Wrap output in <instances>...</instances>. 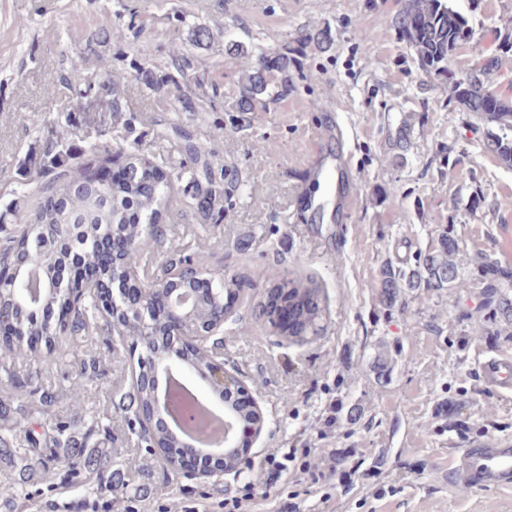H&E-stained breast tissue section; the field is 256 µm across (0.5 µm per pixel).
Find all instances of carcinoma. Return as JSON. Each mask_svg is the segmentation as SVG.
<instances>
[{"mask_svg":"<svg viewBox=\"0 0 512 512\" xmlns=\"http://www.w3.org/2000/svg\"><path fill=\"white\" fill-rule=\"evenodd\" d=\"M393 23L422 70L438 76L448 73V62L471 36L468 20L453 7L452 0H403ZM289 64L286 54L278 55L272 65L262 54L248 63L238 82V110L264 111L288 87L283 74ZM495 68V58L481 60L453 79L450 96L476 119L498 128L496 133L488 131L487 148L502 164L512 167V97L493 95L488 82ZM118 152L128 158L132 175L93 186L86 179L90 168L73 163L71 144L64 139L47 141L39 157V171L45 180L38 187L34 210H25L15 200L8 206L13 228L0 225V264L31 271L24 280L0 277V316L18 325L20 332L18 336L0 337V373L10 378L16 373L15 363L33 362L27 373L20 419L3 426L15 434L10 439L0 434V462L18 475L14 483H0V502L10 512H26L29 504L22 496L24 487L60 470L72 482L84 473H94L107 491L114 487L116 473L112 467L117 449L112 447L115 439L109 427L94 415L72 424L51 419L38 366L53 361L60 344L79 339L82 332L112 335V320L101 318L91 292L59 291L48 284L66 278L73 260L95 263L97 247L112 237L114 224L124 225L128 249L123 257L131 267L141 268L145 252L160 247L164 240L161 217L171 203L170 184L153 178L157 167L150 159L128 148L120 147ZM81 153L92 154L93 161L101 166L112 163L109 150L100 149L96 143L81 146ZM191 179L196 183L194 198L199 205L223 198L222 187L213 182L207 168L191 174ZM202 180L206 185L200 184ZM145 224L156 226L155 232L145 235ZM458 252V240L444 233L434 248L417 256L414 265L406 269L385 267L376 285L381 304L395 307L406 288L440 291L457 287ZM257 279L264 285H276L284 304L304 307L303 321L298 328L288 329V335L304 336L315 330L320 317L315 281L287 278L270 267L260 270ZM490 303L496 314L512 321L511 296L494 289ZM55 310L68 315L62 334L51 320ZM137 366L130 394L135 408L129 425L131 433L149 448L151 442L141 433L139 411L153 400V387L146 383L151 368L140 362Z\"/></svg>","mask_w":512,"mask_h":512,"instance_id":"carcinoma-1","label":"carcinoma"}]
</instances>
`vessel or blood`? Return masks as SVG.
I'll return each mask as SVG.
<instances>
[{
    "label": "vessel or blood",
    "mask_w": 512,
    "mask_h": 512,
    "mask_svg": "<svg viewBox=\"0 0 512 512\" xmlns=\"http://www.w3.org/2000/svg\"><path fill=\"white\" fill-rule=\"evenodd\" d=\"M336 176L337 214H349L357 206L358 195L351 188L353 167L350 156L319 154L311 169L313 180ZM481 369L486 384L498 392L512 394V354L496 352L485 357ZM452 476L456 484L475 489L512 486V439L479 440L456 449Z\"/></svg>",
    "instance_id": "obj_1"
}]
</instances>
